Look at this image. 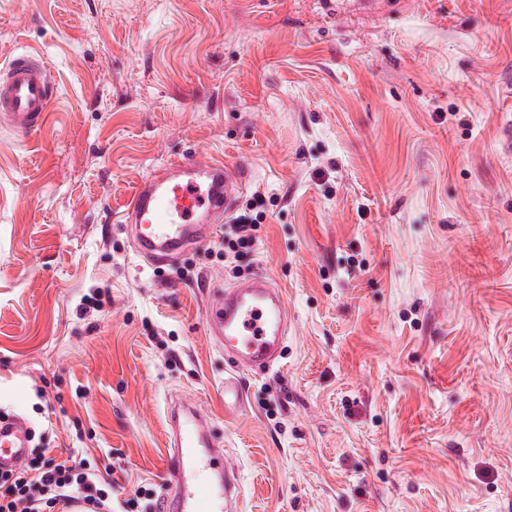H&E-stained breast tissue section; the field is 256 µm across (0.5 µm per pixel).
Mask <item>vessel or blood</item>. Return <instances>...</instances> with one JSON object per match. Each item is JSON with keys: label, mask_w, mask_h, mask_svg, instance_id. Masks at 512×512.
Returning a JSON list of instances; mask_svg holds the SVG:
<instances>
[{"label": "vessel or blood", "mask_w": 512, "mask_h": 512, "mask_svg": "<svg viewBox=\"0 0 512 512\" xmlns=\"http://www.w3.org/2000/svg\"><path fill=\"white\" fill-rule=\"evenodd\" d=\"M0 77V117L19 133L41 131L56 96L37 55L11 56ZM251 169L221 157L168 162L142 181L121 215L131 225L135 251L151 266L176 262L188 247L204 242L211 224L233 210V196L252 178ZM206 333L241 369L271 368L288 335V314L281 288L261 278L212 289L205 314ZM244 404L238 376L224 379V411ZM164 470L166 494L158 512H231L239 499L237 470L215 442L205 415L195 406L175 405ZM32 440L28 423L0 416V471L18 469Z\"/></svg>", "instance_id": "1"}]
</instances>
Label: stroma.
<instances>
[{
  "instance_id": "35a3bbf8",
  "label": "stroma",
  "mask_w": 512,
  "mask_h": 512,
  "mask_svg": "<svg viewBox=\"0 0 512 512\" xmlns=\"http://www.w3.org/2000/svg\"><path fill=\"white\" fill-rule=\"evenodd\" d=\"M57 95L0 121V411L155 512L170 400L197 403L238 512H512V0H0V60ZM249 162L173 266L119 221L183 156ZM283 289L279 362L241 373L209 286ZM102 310L80 314L91 289ZM0 79V115L19 133L42 130L46 112L56 96L47 70L37 55L18 53L4 63ZM235 223L232 224L230 233L224 237L225 257L231 253L236 257L244 250L249 249L254 243L255 236L253 232L257 230V224H255L253 219L244 215ZM244 404V387L237 375L224 377V412L238 411Z\"/></svg>"
}]
</instances>
